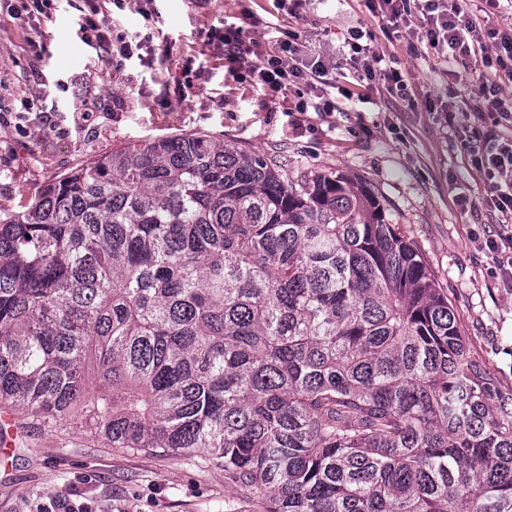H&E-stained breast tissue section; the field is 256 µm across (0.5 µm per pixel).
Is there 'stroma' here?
I'll return each instance as SVG.
<instances>
[{
    "mask_svg": "<svg viewBox=\"0 0 512 512\" xmlns=\"http://www.w3.org/2000/svg\"><path fill=\"white\" fill-rule=\"evenodd\" d=\"M81 0H53L44 19L22 18L21 0H0V208L18 211L44 185L143 138L205 131L225 143L278 156L290 175L333 172L365 181L424 254L462 328L489 368L512 384V291L491 273L479 239L503 218L483 207L488 187L471 165L473 108L446 112L449 89L473 95L483 73L449 86L433 51L413 55L364 0H307L282 15L276 0H125L99 15L113 32L142 41L138 56L104 65L80 28ZM273 46L297 31L313 52L334 57L351 28L372 31L374 51L398 59L412 101L368 89V103L331 91L334 112L296 111L281 93L240 80L202 33L224 23ZM468 207H461L460 198ZM20 439L0 463V512H39L79 486L96 512H241L237 490L200 455H148L107 447L67 425L54 430L14 416Z\"/></svg>",
    "mask_w": 512,
    "mask_h": 512,
    "instance_id": "obj_1",
    "label": "stroma"
}]
</instances>
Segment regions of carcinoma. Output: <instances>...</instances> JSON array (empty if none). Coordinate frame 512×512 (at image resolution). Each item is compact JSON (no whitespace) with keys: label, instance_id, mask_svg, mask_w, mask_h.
<instances>
[{"label":"carcinoma","instance_id":"1","mask_svg":"<svg viewBox=\"0 0 512 512\" xmlns=\"http://www.w3.org/2000/svg\"><path fill=\"white\" fill-rule=\"evenodd\" d=\"M0 405L257 512H512V385L370 187L205 132L0 214Z\"/></svg>","mask_w":512,"mask_h":512}]
</instances>
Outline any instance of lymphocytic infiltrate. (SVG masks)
Segmentation results:
<instances>
[{
	"label": "lymphocytic infiltrate",
	"mask_w": 512,
	"mask_h": 512,
	"mask_svg": "<svg viewBox=\"0 0 512 512\" xmlns=\"http://www.w3.org/2000/svg\"><path fill=\"white\" fill-rule=\"evenodd\" d=\"M501 0H367L371 13L380 17L394 32L408 33L410 51L419 46L433 49L448 62L449 82H456L463 70L476 66L485 78L476 91L479 117L485 124L482 142L471 151V162L483 176L489 192L484 207L512 219V94L505 86L512 82V34L494 27L477 26L476 18L498 10ZM205 42L219 43L227 56L240 60L253 56L249 67L255 84L285 93H296L299 109H307L320 99L323 109L330 102L323 96L335 79H353L360 86L382 84L393 95H408L402 69L393 66L386 55L371 51L373 35L352 29L346 41L347 54L329 64L321 58L296 63L300 36L287 31L283 40L266 49L243 38L241 27L228 24L223 31H206Z\"/></svg>",
	"instance_id": "obj_1"
}]
</instances>
